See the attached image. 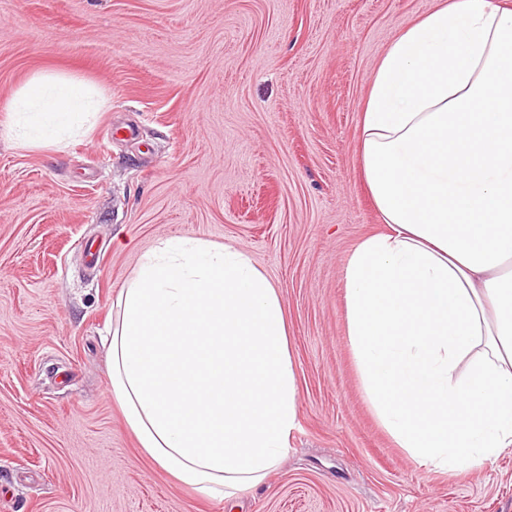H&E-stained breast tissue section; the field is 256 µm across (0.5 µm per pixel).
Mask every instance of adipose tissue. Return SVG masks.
Wrapping results in <instances>:
<instances>
[{
	"instance_id": "obj_1",
	"label": "adipose tissue",
	"mask_w": 512,
	"mask_h": 512,
	"mask_svg": "<svg viewBox=\"0 0 512 512\" xmlns=\"http://www.w3.org/2000/svg\"><path fill=\"white\" fill-rule=\"evenodd\" d=\"M88 82L31 75L8 137L88 135ZM383 232L343 268L347 334L378 418L419 465L463 472L512 447V6L442 0L379 59L361 112ZM112 397L143 452L208 499L288 451L298 387L279 292L241 249L172 238L112 303Z\"/></svg>"
}]
</instances>
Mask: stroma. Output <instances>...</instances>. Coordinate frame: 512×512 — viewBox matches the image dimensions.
<instances>
[{
	"instance_id": "1",
	"label": "stroma",
	"mask_w": 512,
	"mask_h": 512,
	"mask_svg": "<svg viewBox=\"0 0 512 512\" xmlns=\"http://www.w3.org/2000/svg\"><path fill=\"white\" fill-rule=\"evenodd\" d=\"M438 0H0V492L12 512H512V448L441 473L399 448L347 336L341 267L381 224L359 118L391 39ZM106 99L60 148L9 140L33 74ZM173 237L277 287L298 425L236 508L175 483L110 393L112 301ZM101 251L91 265L80 246Z\"/></svg>"
}]
</instances>
